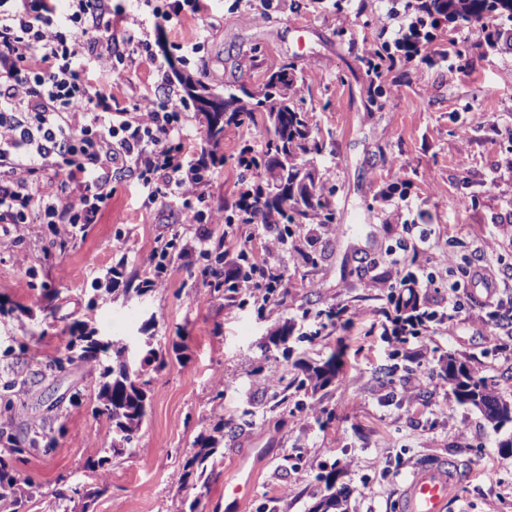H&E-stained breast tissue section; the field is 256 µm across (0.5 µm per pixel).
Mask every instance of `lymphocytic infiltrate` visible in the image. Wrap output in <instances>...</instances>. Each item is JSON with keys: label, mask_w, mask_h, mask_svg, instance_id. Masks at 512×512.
Listing matches in <instances>:
<instances>
[{"label": "lymphocytic infiltrate", "mask_w": 512, "mask_h": 512, "mask_svg": "<svg viewBox=\"0 0 512 512\" xmlns=\"http://www.w3.org/2000/svg\"><path fill=\"white\" fill-rule=\"evenodd\" d=\"M57 13L58 0H0V224H61L72 236L97 223L116 172L149 203L181 199V223H218L201 211L216 155L187 131L189 105L166 71L124 105L91 77L138 56L157 64L161 43L136 37L137 16L112 0H69L66 19ZM51 174L62 193L44 191Z\"/></svg>", "instance_id": "lymphocytic-infiltrate-1"}]
</instances>
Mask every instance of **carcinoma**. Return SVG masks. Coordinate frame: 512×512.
Segmentation results:
<instances>
[{
    "instance_id": "cac0c4a2",
    "label": "carcinoma",
    "mask_w": 512,
    "mask_h": 512,
    "mask_svg": "<svg viewBox=\"0 0 512 512\" xmlns=\"http://www.w3.org/2000/svg\"><path fill=\"white\" fill-rule=\"evenodd\" d=\"M438 14L450 24L462 25L480 21L488 16H498L512 21V0L500 5L497 0H432ZM296 68L292 64L284 65L270 74L265 82L256 89L239 86L234 92L223 94L229 115L225 122H217L211 113H205L207 140L217 144L224 137V125L245 122L257 124V118L273 125V137L267 140L265 150L256 155L248 147L240 155H250L249 162L255 167L271 170L276 156L283 155L288 162L284 178L292 183L296 180H309L314 192L305 202V209L297 210L285 195L272 193L271 183L257 184L256 207L264 224H308L316 219L320 224H331L335 220L333 212L322 201L315 189L320 182L319 174L307 156L319 155L323 151L321 144L312 136L308 113L297 103ZM184 97L191 101L196 110L203 108L199 103V93L210 92L212 88L200 80L194 85L182 82ZM76 335L70 337L60 356L50 361L47 369L54 373L65 369V365L75 362L81 364L87 375L96 378L99 384L98 406L95 411L112 420L116 443L111 451L122 453L121 446L132 441L146 414L147 391L133 379L126 355L125 345H116L95 336L88 330V322L83 321L75 328ZM338 367L336 356L325 363L305 368V381L317 390L328 385L336 376ZM444 380L456 403L478 409L492 428L500 430L512 422V402L500 398L488 384L477 377L467 364L448 356ZM56 439L47 437L44 427H34L24 440L16 439L11 432L0 429V512H19V508L31 500L36 485L30 478L18 474L17 462L24 455L33 452L52 450ZM217 451L216 441L207 438L200 442V448L183 470L176 473V481L182 485L190 479H201L208 463ZM110 459L101 457L88 464L96 479V488L91 491L85 486L74 483L68 486L69 500L81 499L80 512H89L94 498L105 492L111 484ZM317 479L324 484V492L311 508L310 512H345L343 503L346 495L336 489L335 471L321 473Z\"/></svg>"
}]
</instances>
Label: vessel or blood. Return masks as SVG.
Wrapping results in <instances>:
<instances>
[{
  "mask_svg": "<svg viewBox=\"0 0 512 512\" xmlns=\"http://www.w3.org/2000/svg\"><path fill=\"white\" fill-rule=\"evenodd\" d=\"M461 482L458 465L434 459L420 465L396 500L397 512H450Z\"/></svg>",
  "mask_w": 512,
  "mask_h": 512,
  "instance_id": "obj_1",
  "label": "vessel or blood"
}]
</instances>
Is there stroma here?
Here are the masks:
<instances>
[{
  "label": "stroma",
  "mask_w": 512,
  "mask_h": 512,
  "mask_svg": "<svg viewBox=\"0 0 512 512\" xmlns=\"http://www.w3.org/2000/svg\"><path fill=\"white\" fill-rule=\"evenodd\" d=\"M415 3L288 0L259 17L252 0H209L205 17L183 15L162 34L175 70L220 91L296 67L325 144L317 192L335 220L328 231L291 225L273 293L251 283L233 295L213 291L212 272L224 242L258 254L276 229L208 225L202 254L197 226L177 221L181 200L147 203L123 179H113L99 222L67 243L50 224L27 225L20 238L0 224V383L18 373L28 381L13 411L0 407V427L22 438L41 422L57 439L17 465L38 485L24 512H73L64 492L91 483L87 462L106 455L112 481L92 512H189L197 498L205 512H309L323 490L317 476L330 470L349 512H395L416 466L436 457L459 459L468 474L457 488L461 512H512V453L500 448L512 424L493 430L477 409L454 403L443 378L452 355L512 400V337L497 329L512 319V280L489 304L462 273L478 250L491 268L512 271V46L491 43L499 23L487 19L431 30L427 53L406 60L395 32L399 19H414ZM369 57L381 59L380 77L370 76ZM98 82L123 103L130 87L154 90V68L139 59L122 79ZM269 136L262 122L225 127L208 188L213 209L231 214L241 180L265 178L237 157L245 145L262 152ZM162 249L171 255L162 284L143 289ZM442 257L463 321L449 324L446 303L434 301L418 338L386 336L393 296L437 272ZM385 275L390 287H375ZM85 319L127 345L147 385L146 417L120 456L110 454L111 420L95 411L97 381L77 364L45 372ZM285 325L288 342L274 343ZM146 341L163 369L143 363ZM333 356L335 379L302 387L305 366ZM417 372L424 389L412 398L405 382ZM212 435L206 488L175 482L199 438ZM245 480L248 496L225 495Z\"/></svg>",
  "instance_id": "35a3bbf8"
}]
</instances>
